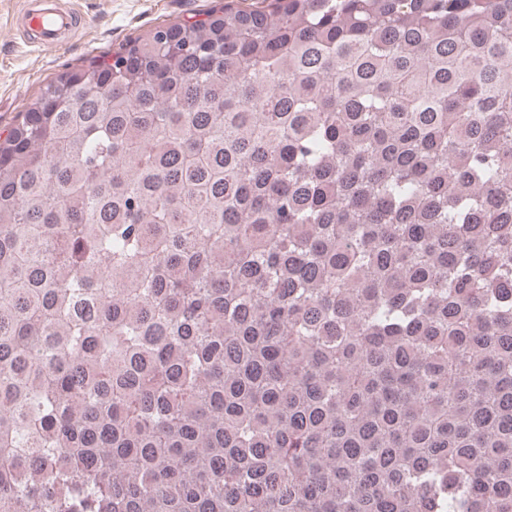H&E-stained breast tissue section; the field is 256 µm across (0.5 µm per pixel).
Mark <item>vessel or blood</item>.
Returning a JSON list of instances; mask_svg holds the SVG:
<instances>
[{"label":"vessel or blood","mask_w":512,"mask_h":512,"mask_svg":"<svg viewBox=\"0 0 512 512\" xmlns=\"http://www.w3.org/2000/svg\"><path fill=\"white\" fill-rule=\"evenodd\" d=\"M17 19L28 32L29 45L36 48L63 47L80 24L78 14L56 0H22Z\"/></svg>","instance_id":"1"}]
</instances>
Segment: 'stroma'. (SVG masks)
Masks as SVG:
<instances>
[{"label": "stroma", "instance_id": "35a3bbf8", "mask_svg": "<svg viewBox=\"0 0 512 512\" xmlns=\"http://www.w3.org/2000/svg\"><path fill=\"white\" fill-rule=\"evenodd\" d=\"M87 27L62 49L29 47L16 25L19 0H0V133L62 73L110 55L158 26L230 6L253 8L263 0H65Z\"/></svg>", "mask_w": 512, "mask_h": 512}]
</instances>
